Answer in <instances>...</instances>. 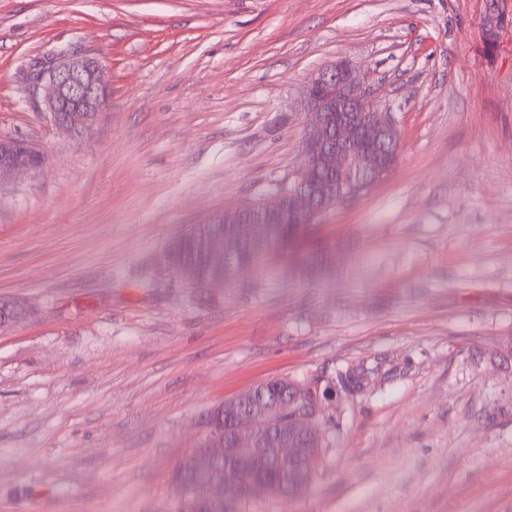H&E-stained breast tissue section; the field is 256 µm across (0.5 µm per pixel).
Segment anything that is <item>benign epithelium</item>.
Listing matches in <instances>:
<instances>
[{
  "label": "benign epithelium",
  "mask_w": 512,
  "mask_h": 512,
  "mask_svg": "<svg viewBox=\"0 0 512 512\" xmlns=\"http://www.w3.org/2000/svg\"><path fill=\"white\" fill-rule=\"evenodd\" d=\"M101 64L93 58L62 51L33 77L44 92L46 111L62 131L85 128L107 104ZM305 163L270 199L224 211V223L235 232L213 241L212 272L203 283L228 282L241 263L226 257L246 243L263 241L265 227L287 217L300 224H318L333 208L349 205L393 171L400 133L390 112L380 110L365 84V74L349 60H339L314 74L305 88ZM47 155L22 139H0V179L36 172ZM250 389L214 408L199 445L178 462L183 468L224 473L192 484L173 482L174 494L209 512H230L243 498L286 494L307 484L318 457L298 447L306 440L321 446L325 439L321 401L315 383H296L266 403L252 400Z\"/></svg>",
  "instance_id": "benign-epithelium-1"
}]
</instances>
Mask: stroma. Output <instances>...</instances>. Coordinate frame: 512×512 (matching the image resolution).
Masks as SVG:
<instances>
[{
	"mask_svg": "<svg viewBox=\"0 0 512 512\" xmlns=\"http://www.w3.org/2000/svg\"><path fill=\"white\" fill-rule=\"evenodd\" d=\"M0 0V512H176L213 407L319 382L309 487L239 512H512V0ZM101 62L108 104L56 128L32 75ZM347 58L393 113L392 173L330 210L320 279L277 257L188 281L177 238L302 161L303 88ZM369 369L346 392L338 377ZM47 160V155L32 143L0 139V178L13 173L36 172Z\"/></svg>",
	"mask_w": 512,
	"mask_h": 512,
	"instance_id": "35a3bbf8",
	"label": "stroma"
}]
</instances>
